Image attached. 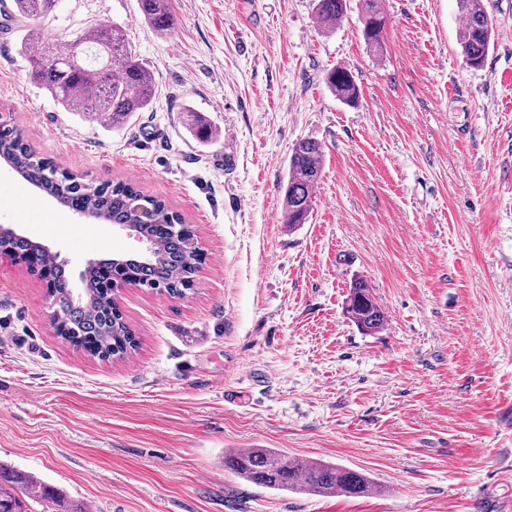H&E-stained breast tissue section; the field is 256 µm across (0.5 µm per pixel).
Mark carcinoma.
I'll list each match as a JSON object with an SVG mask.
<instances>
[{"mask_svg":"<svg viewBox=\"0 0 512 512\" xmlns=\"http://www.w3.org/2000/svg\"><path fill=\"white\" fill-rule=\"evenodd\" d=\"M59 2L14 0V7L18 16L39 21L52 15ZM457 3L462 17L458 44L465 63L477 69L483 65L493 43V24L483 0H457ZM139 6L145 21L157 33L162 35L173 28L169 0H139ZM360 9L363 38L371 49L379 50L388 22L382 2L361 0ZM346 11L347 0H316L315 17L323 30L334 29ZM76 40L85 48L78 65L70 62L72 42L60 50L40 37L30 34L23 37L20 52L31 67L33 82L46 89L65 111L92 115L113 128L124 126L136 113L149 108L156 93L152 72L139 60L122 29L98 25ZM47 53L56 57V64L41 63ZM327 82L344 104H357L359 87L350 72L334 69ZM185 123L201 143L216 137L211 122L196 111H186ZM1 156L9 159L25 179L94 220L137 224L136 205L151 211L150 222L143 228V236L153 246L149 258L121 264L103 262L91 268L80 295L72 291L65 269L45 249L24 238L4 243L12 254L29 255L48 270L54 281V307L67 314L64 331L73 333L72 341L91 344L97 355L108 360L127 358L138 348V340L102 284L112 275L161 286L170 295L192 289L203 261L192 228L160 200L143 194L130 183L96 185L84 183L71 173L58 172L51 161L32 151L13 128H0ZM323 163L319 142L302 139L292 146L288 173L280 185L283 223L294 226L307 222ZM173 224L184 225L183 231L172 233ZM345 309L349 319L367 335L376 334L384 327L385 314L363 279L351 283ZM224 466L246 482L276 491L347 497L381 492L372 478L361 471L323 460L290 461L287 455L272 448L229 450L224 453ZM0 512H85V507L66 500L34 475L0 465Z\"/></svg>","mask_w":512,"mask_h":512,"instance_id":"cac0c4a2","label":"carcinoma"}]
</instances>
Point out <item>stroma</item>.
<instances>
[{
  "label": "stroma",
  "mask_w": 512,
  "mask_h": 512,
  "mask_svg": "<svg viewBox=\"0 0 512 512\" xmlns=\"http://www.w3.org/2000/svg\"><path fill=\"white\" fill-rule=\"evenodd\" d=\"M494 42L468 67L456 0H383L381 52L358 0L332 31L314 0H61L26 25L0 0V123L84 181L134 183L191 224L192 290L117 296L138 349L122 361L57 336L37 275L0 257V464L90 512H512V0H483ZM118 24L155 78L112 129L29 78L27 31L64 42ZM350 71L361 97L327 85ZM218 136L198 143L186 109ZM321 143L305 224L281 220L292 145ZM0 225L90 259L143 255L0 164ZM57 221L45 224L43 212ZM383 329L346 316L356 278ZM276 448L362 471L382 494L319 497L248 483L224 452ZM145 21L159 34H166L173 28L174 18L169 0H139ZM327 82L332 93L344 104L355 106L359 100V87L353 75L343 69L332 70Z\"/></svg>",
  "instance_id": "stroma-1"
}]
</instances>
